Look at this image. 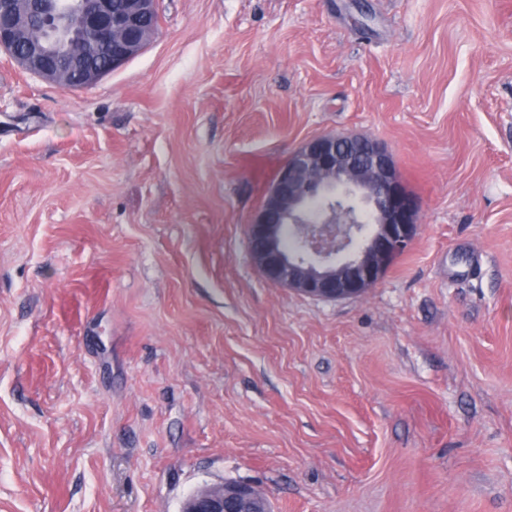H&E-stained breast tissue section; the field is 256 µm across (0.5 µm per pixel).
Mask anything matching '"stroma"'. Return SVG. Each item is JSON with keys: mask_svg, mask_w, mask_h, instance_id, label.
I'll use <instances>...</instances> for the list:
<instances>
[{"mask_svg": "<svg viewBox=\"0 0 512 512\" xmlns=\"http://www.w3.org/2000/svg\"><path fill=\"white\" fill-rule=\"evenodd\" d=\"M88 89L0 50V512H512V0H159ZM419 199L354 300L247 224L306 139ZM257 495L251 484L207 485L192 493L184 503L183 512H229L228 502H235L243 509L240 512H271L268 498L261 508L253 498Z\"/></svg>", "mask_w": 512, "mask_h": 512, "instance_id": "stroma-1", "label": "stroma"}]
</instances>
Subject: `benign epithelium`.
I'll use <instances>...</instances> for the list:
<instances>
[{
  "label": "benign epithelium",
  "mask_w": 512,
  "mask_h": 512,
  "mask_svg": "<svg viewBox=\"0 0 512 512\" xmlns=\"http://www.w3.org/2000/svg\"><path fill=\"white\" fill-rule=\"evenodd\" d=\"M157 0H61L48 13L38 0H0V49L22 69L61 86L76 76L89 88L119 70L148 45L144 27ZM340 138L305 140L282 165L247 227L252 257L266 280L308 298L358 299L384 277L413 242L417 203L402 184L391 155L367 140L359 161L338 149ZM323 202L312 216L311 198ZM298 240L280 241L285 227ZM250 484L204 486L183 512H271L259 506Z\"/></svg>",
  "instance_id": "benign-epithelium-1"
}]
</instances>
